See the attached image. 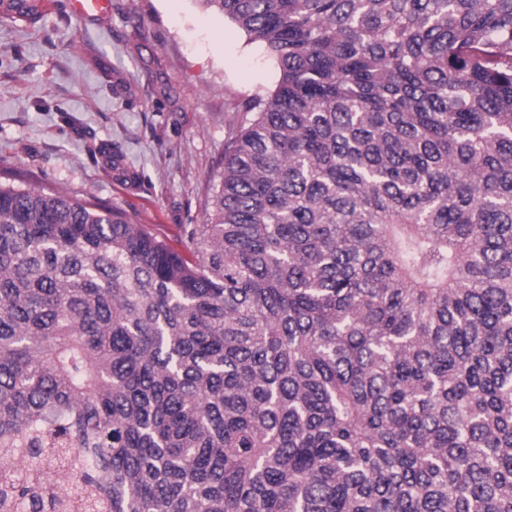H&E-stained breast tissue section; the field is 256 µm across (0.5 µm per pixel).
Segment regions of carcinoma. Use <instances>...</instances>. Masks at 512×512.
Listing matches in <instances>:
<instances>
[{
    "label": "carcinoma",
    "instance_id": "cac0c4a2",
    "mask_svg": "<svg viewBox=\"0 0 512 512\" xmlns=\"http://www.w3.org/2000/svg\"><path fill=\"white\" fill-rule=\"evenodd\" d=\"M198 2L278 79L188 253L0 185V512H512V0Z\"/></svg>",
    "mask_w": 512,
    "mask_h": 512
}]
</instances>
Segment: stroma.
Listing matches in <instances>:
<instances>
[{"label":"stroma","mask_w":512,"mask_h":512,"mask_svg":"<svg viewBox=\"0 0 512 512\" xmlns=\"http://www.w3.org/2000/svg\"><path fill=\"white\" fill-rule=\"evenodd\" d=\"M264 50L199 0H55L35 25L0 14V183L127 210L183 250L207 219L236 105L272 90ZM67 9L78 18L102 17L112 10L111 0H68Z\"/></svg>","instance_id":"35a3bbf8"}]
</instances>
